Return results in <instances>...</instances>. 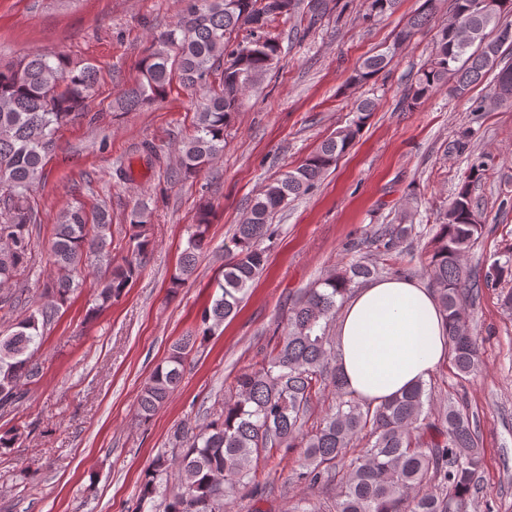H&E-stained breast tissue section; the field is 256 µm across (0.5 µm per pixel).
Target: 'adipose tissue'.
<instances>
[{
    "mask_svg": "<svg viewBox=\"0 0 512 512\" xmlns=\"http://www.w3.org/2000/svg\"><path fill=\"white\" fill-rule=\"evenodd\" d=\"M448 356L445 319L432 290L396 277L359 288L336 329V365L348 391L380 404L428 380Z\"/></svg>",
    "mask_w": 512,
    "mask_h": 512,
    "instance_id": "adipose-tissue-1",
    "label": "adipose tissue"
}]
</instances>
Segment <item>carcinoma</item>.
I'll use <instances>...</instances> for the list:
<instances>
[{
  "mask_svg": "<svg viewBox=\"0 0 512 512\" xmlns=\"http://www.w3.org/2000/svg\"><path fill=\"white\" fill-rule=\"evenodd\" d=\"M437 0H423L420 12L395 34L391 44L364 59L352 80L367 83L410 43L436 12ZM298 0H189L174 25L152 37L139 62V76L118 98L123 112L140 110L163 99L171 84L202 92L194 134L179 147L176 176H197L224 152V132L242 105L246 91L276 68L280 47L269 30L277 17L295 11ZM395 0H365L364 18L385 14ZM512 0H453L448 23L437 34L431 55L418 71L403 103L413 109L443 87L464 96L486 75L495 79L494 99L512 108ZM97 84L92 64L78 66L62 55L32 54L0 68V286L23 275L34 243L36 221L31 197L43 178L45 159L56 130L87 116ZM375 109L372 99L353 108L351 123L327 139L297 167L267 183L236 225L226 246L228 260L218 291L203 309L194 332L173 344L165 363L155 367L138 397V418L151 419L181 382L184 365L197 340L215 334L234 316L250 283L267 262L260 241L271 236L276 214L308 194L345 153ZM485 163L468 176L442 213L430 242L425 267L430 286L445 315L448 356L463 378L478 366V337L468 327L467 307L484 285L507 273L512 259L495 262L484 281L474 278L463 257L480 238L482 224L472 197ZM147 207L130 212L131 257L112 265L106 210L90 218L81 207L60 213L51 246L57 277L44 286L42 302L0 335V414L25 399L26 386L39 381L44 365L35 359L60 306L79 287L76 274L89 260L104 263L97 279L98 312L119 301L139 274L150 248L143 233ZM212 210L199 209L190 225L179 267L170 282L175 294L192 277L207 248ZM413 225L398 224L375 238L387 255L412 234ZM384 273L369 260L344 269L300 291L288 311L281 335L259 366L238 375L223 408L209 422L174 433L171 457L159 458L142 479L135 512H145L161 494L169 468L176 467L180 486L165 498L164 512H224L225 499L254 483L261 453L274 448L303 449L295 472L298 481L322 491L337 483L331 498H303L292 512H469L476 492L482 453L476 424L464 402L448 399L434 408L435 385L421 382L373 406L346 391L336 368L331 323L348 294L363 281ZM331 389L332 405L316 414V404Z\"/></svg>",
  "mask_w": 512,
  "mask_h": 512,
  "instance_id": "cac0c4a2",
  "label": "carcinoma"
}]
</instances>
